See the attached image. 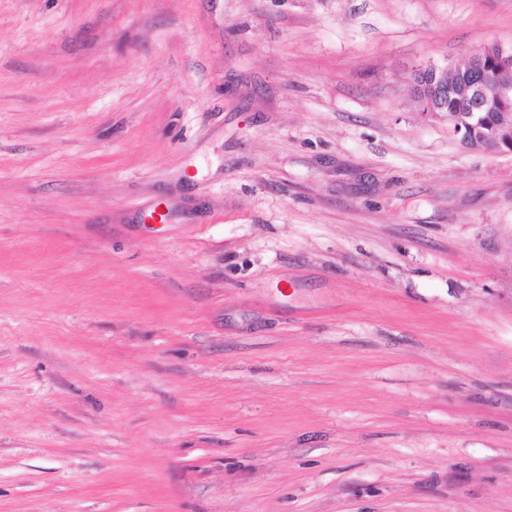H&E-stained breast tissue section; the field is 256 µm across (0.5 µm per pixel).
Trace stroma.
<instances>
[{
	"label": "stroma",
	"instance_id": "35a3bbf8",
	"mask_svg": "<svg viewBox=\"0 0 512 512\" xmlns=\"http://www.w3.org/2000/svg\"><path fill=\"white\" fill-rule=\"evenodd\" d=\"M512 0H0V512H512V153L413 74Z\"/></svg>",
	"mask_w": 512,
	"mask_h": 512
}]
</instances>
